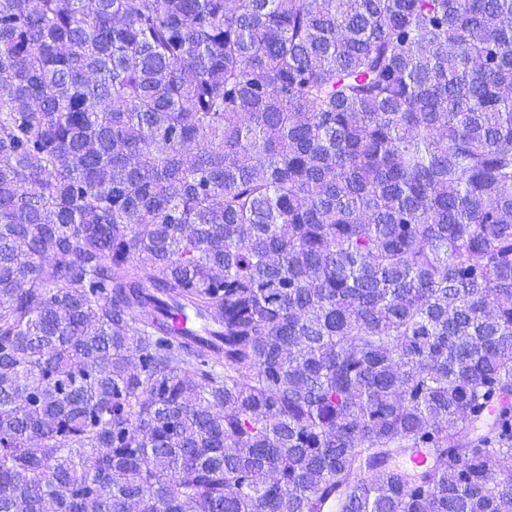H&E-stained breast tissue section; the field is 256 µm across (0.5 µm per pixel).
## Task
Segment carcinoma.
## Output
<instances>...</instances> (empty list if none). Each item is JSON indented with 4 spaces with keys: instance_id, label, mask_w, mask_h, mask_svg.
<instances>
[{
    "instance_id": "cac0c4a2",
    "label": "carcinoma",
    "mask_w": 512,
    "mask_h": 512,
    "mask_svg": "<svg viewBox=\"0 0 512 512\" xmlns=\"http://www.w3.org/2000/svg\"><path fill=\"white\" fill-rule=\"evenodd\" d=\"M331 506L512 512V0H0V512Z\"/></svg>"
}]
</instances>
